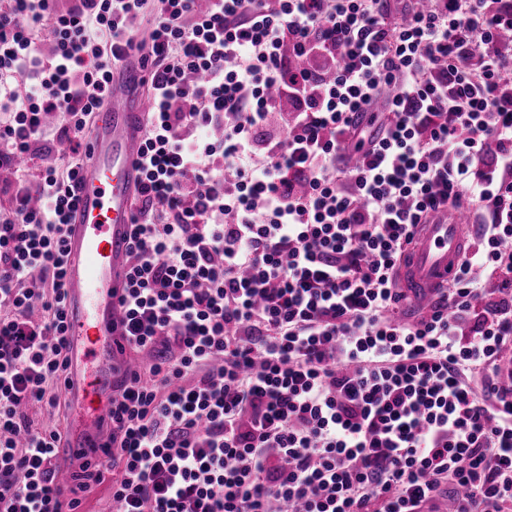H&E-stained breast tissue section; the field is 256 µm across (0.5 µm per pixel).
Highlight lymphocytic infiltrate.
<instances>
[{"instance_id":"lymphocytic-infiltrate-1","label":"lymphocytic infiltrate","mask_w":512,"mask_h":512,"mask_svg":"<svg viewBox=\"0 0 512 512\" xmlns=\"http://www.w3.org/2000/svg\"><path fill=\"white\" fill-rule=\"evenodd\" d=\"M51 0L0 6V167L47 130L64 169L0 216V512H58L65 240L111 72L141 54L112 451L72 491L113 512H512V0ZM54 48L40 55L34 33ZM477 239L410 319L417 225ZM496 279L487 295L482 277ZM111 483L106 481L100 485H92L85 493L83 512H113Z\"/></svg>"}]
</instances>
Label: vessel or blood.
Here are the masks:
<instances>
[{"label":"vessel or blood","instance_id":"vessel-or-blood-1","mask_svg":"<svg viewBox=\"0 0 512 512\" xmlns=\"http://www.w3.org/2000/svg\"><path fill=\"white\" fill-rule=\"evenodd\" d=\"M135 59L111 75L112 96L95 116L90 157L76 187L65 243L64 292L70 365V449L60 467L62 512H77L69 493L71 476L88 459V448L107 451L112 377L132 371L119 299L126 286L132 201L142 172L136 162L141 118L148 108L138 90ZM471 218L466 208H448L419 225L398 270V285L410 306L421 307L434 289L446 287L463 256Z\"/></svg>","mask_w":512,"mask_h":512}]
</instances>
